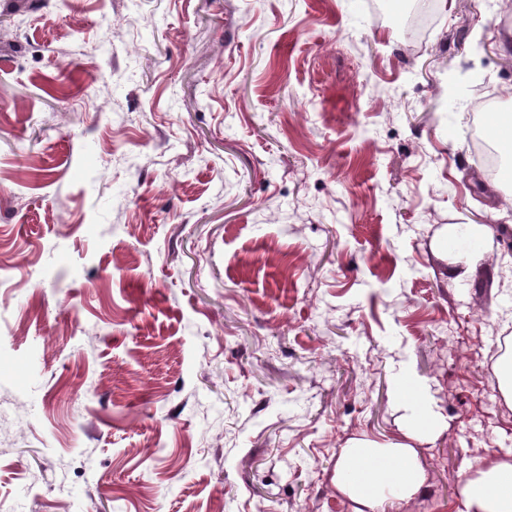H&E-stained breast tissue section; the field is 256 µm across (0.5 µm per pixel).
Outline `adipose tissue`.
<instances>
[{
	"instance_id": "obj_1",
	"label": "adipose tissue",
	"mask_w": 512,
	"mask_h": 512,
	"mask_svg": "<svg viewBox=\"0 0 512 512\" xmlns=\"http://www.w3.org/2000/svg\"><path fill=\"white\" fill-rule=\"evenodd\" d=\"M393 400L407 413L397 437L348 439L333 474L337 491L353 512H383L386 496L407 501L426 483L419 447L437 438L447 425L435 409L431 386L412 372L398 374ZM460 494L464 512H512V459L494 458L464 476Z\"/></svg>"
}]
</instances>
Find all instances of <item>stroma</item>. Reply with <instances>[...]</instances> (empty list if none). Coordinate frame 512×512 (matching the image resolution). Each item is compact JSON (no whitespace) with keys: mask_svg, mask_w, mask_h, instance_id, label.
<instances>
[{"mask_svg":"<svg viewBox=\"0 0 512 512\" xmlns=\"http://www.w3.org/2000/svg\"><path fill=\"white\" fill-rule=\"evenodd\" d=\"M0 0V512H352L401 370L448 428L385 512L512 442V0ZM474 229L481 262L444 247Z\"/></svg>","mask_w":512,"mask_h":512,"instance_id":"stroma-1","label":"stroma"}]
</instances>
